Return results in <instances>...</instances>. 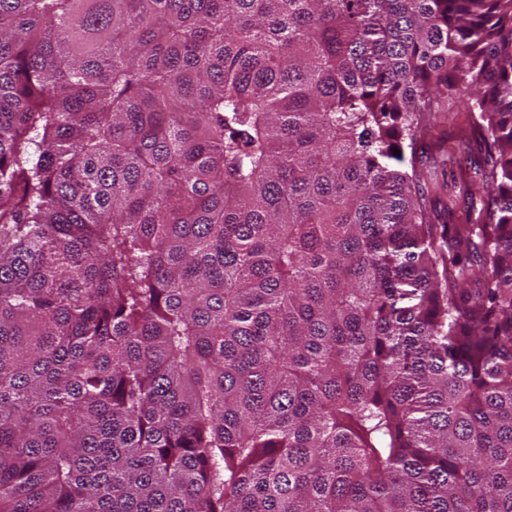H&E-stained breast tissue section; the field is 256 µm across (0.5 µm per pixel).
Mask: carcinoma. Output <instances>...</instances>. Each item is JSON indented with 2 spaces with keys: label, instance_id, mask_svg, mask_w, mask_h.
I'll use <instances>...</instances> for the list:
<instances>
[{
  "label": "carcinoma",
  "instance_id": "obj_1",
  "mask_svg": "<svg viewBox=\"0 0 512 512\" xmlns=\"http://www.w3.org/2000/svg\"><path fill=\"white\" fill-rule=\"evenodd\" d=\"M0 512H512V0H0ZM433 121L435 128L425 140L428 149L423 154L418 151L415 166L420 193H424L434 224H448V197L458 194L454 186L460 167L469 166L473 154L469 146L448 137V124L441 112ZM448 141L453 145L449 155Z\"/></svg>",
  "mask_w": 512,
  "mask_h": 512
}]
</instances>
